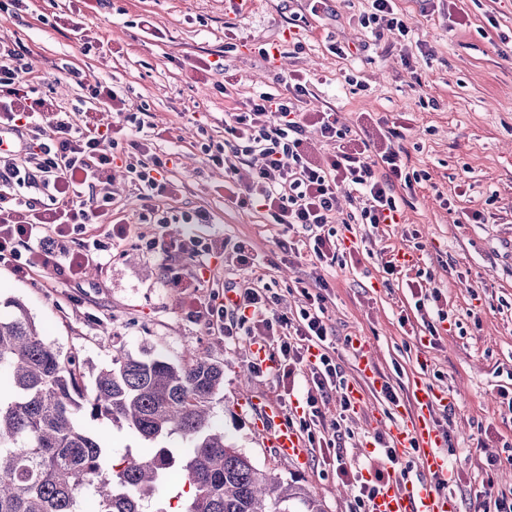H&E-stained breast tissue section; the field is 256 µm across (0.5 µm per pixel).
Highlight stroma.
Wrapping results in <instances>:
<instances>
[{
  "instance_id": "obj_1",
  "label": "stroma",
  "mask_w": 512,
  "mask_h": 512,
  "mask_svg": "<svg viewBox=\"0 0 512 512\" xmlns=\"http://www.w3.org/2000/svg\"><path fill=\"white\" fill-rule=\"evenodd\" d=\"M409 26L423 40L424 57L413 67L402 53L415 44L391 35L368 38L359 19L368 0H259L257 9L230 10L227 0H108L88 12L91 36L101 51L81 54L61 28L68 0H31L19 21H0V39H21L30 50L35 84L56 108L76 104V87L55 82L56 65L73 64L120 85L133 107H145L160 133L157 151L177 147L169 177L177 194L167 201L168 221L144 225L146 235L183 239L191 230L184 214L209 211L213 239L246 240L253 252L273 260L265 280L279 296L278 312L295 315L303 305L298 282L314 284L318 274L306 258L282 254L279 226L237 207L224 189V170L201 151L224 138V119L247 98L295 72L308 81L303 107L333 109L342 122L368 141H380L384 121L407 127L403 143L409 166L426 180L405 191L403 221L356 225L362 237L358 263L326 272L328 315L336 330L335 358L347 381H359L346 347L352 336L374 345L379 380L390 382L399 405L411 407L409 383L422 376L448 391L454 407L438 413L454 452L450 490L458 512H475L486 482L512 488V466L485 473L486 457L512 445V409L499 396L512 390V0H396ZM294 36H285V29ZM234 43L228 53L225 43ZM280 53L266 62L263 44ZM357 49V57L336 47ZM224 54L225 71H195L191 58ZM484 214L485 223L472 219ZM422 246L417 264L402 281L388 280L384 261ZM431 283L442 292L447 330L420 343L426 325L407 287ZM21 301L53 348L79 358L88 368L111 362L120 352L181 360L194 352L224 365V390L212 403V417L228 444L283 481H296L325 512H349L350 490L332 466L308 454L291 462L265 447L249 405L280 401L274 376L255 374L246 337L230 339L208 331L190 311L185 292L170 287L159 259L129 241L78 280L38 272L17 279L0 266V302ZM408 325H400V315ZM363 412L341 426L344 460L377 461L367 443L388 406L367 389Z\"/></svg>"
}]
</instances>
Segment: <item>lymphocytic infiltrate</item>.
I'll use <instances>...</instances> for the list:
<instances>
[{"mask_svg":"<svg viewBox=\"0 0 512 512\" xmlns=\"http://www.w3.org/2000/svg\"><path fill=\"white\" fill-rule=\"evenodd\" d=\"M360 24L377 41L388 32L403 38L412 33L396 11L395 0H371ZM28 55L21 41L0 40V131L19 139L0 150V265L21 279L39 271L72 278L133 237L153 255L175 250L198 258L190 282L191 313L212 332L227 338L245 336L272 350L271 372L287 390H294L296 376L307 371L302 412L291 423L308 448L328 447L324 431L340 429L341 423L326 420L323 405L334 395L342 414L354 411L334 357L336 331L326 318L328 282L319 277L314 285L301 287L304 305L292 317L277 312V293L257 277L226 281L231 301L213 295L200 300L196 291L205 287L208 271L203 256L211 251L204 237L194 230L171 247L137 230L141 223H167L159 203L176 192L166 177L173 154L159 155L148 148L156 126L147 109H132L120 90L66 64L55 77L79 88V104L57 112L55 122L42 127L47 101L37 94ZM307 92L306 81L297 74L285 79L283 89L258 92L244 110L225 121L223 142L207 145L204 153L230 179L246 158L260 157L261 166L237 197L239 205L266 212L279 226L300 227L313 264L331 268L343 256L333 228L341 198H348L352 207L348 223L395 224L401 216L402 191L412 189L422 175L403 157L405 126L388 127L382 144L363 140L333 110L302 111ZM100 109L113 113L114 121L89 122V113ZM310 130L332 144L331 153L311 150L306 136ZM122 145L130 148L126 168L135 176L142 202L134 225L112 213L109 186ZM31 187L43 193V201L26 196ZM75 235L84 238L81 250L66 252V242ZM331 450L336 476L352 494L351 512H369L382 486V469L347 467L342 448Z\"/></svg>","mask_w":512,"mask_h":512,"instance_id":"obj_1","label":"lymphocytic infiltrate"}]
</instances>
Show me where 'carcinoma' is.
I'll use <instances>...</instances> for the list:
<instances>
[{
    "label": "carcinoma",
    "mask_w": 512,
    "mask_h": 512,
    "mask_svg": "<svg viewBox=\"0 0 512 512\" xmlns=\"http://www.w3.org/2000/svg\"><path fill=\"white\" fill-rule=\"evenodd\" d=\"M0 316V512H167L150 505L178 467L189 485L184 512H324L307 490L284 483L224 442L210 403L224 389V364L195 353L180 363L120 353L91 391L77 359L42 339L25 305ZM127 427L152 443L179 435L181 456L166 447L127 452L109 464L90 423Z\"/></svg>",
    "instance_id": "cac0c4a2"
}]
</instances>
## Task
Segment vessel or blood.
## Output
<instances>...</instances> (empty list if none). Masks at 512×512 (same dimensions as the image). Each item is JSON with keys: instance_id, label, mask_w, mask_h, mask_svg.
<instances>
[{"instance_id": "vessel-or-blood-1", "label": "vessel or blood", "mask_w": 512, "mask_h": 512, "mask_svg": "<svg viewBox=\"0 0 512 512\" xmlns=\"http://www.w3.org/2000/svg\"><path fill=\"white\" fill-rule=\"evenodd\" d=\"M347 347L357 362V371L371 385H378L379 380L370 361L369 344L361 337L353 336L348 339ZM410 391L412 408L408 411L396 409L388 435L397 457L415 460L422 477L411 481L399 472H388L385 487L373 498L369 512H456L454 496L433 483L437 477L447 480L453 477L443 449L444 437L433 420L435 410L448 406V394L418 379L411 383ZM255 411L257 427L267 447L291 461L306 458L304 440L289 424L278 403H256Z\"/></svg>"}]
</instances>
